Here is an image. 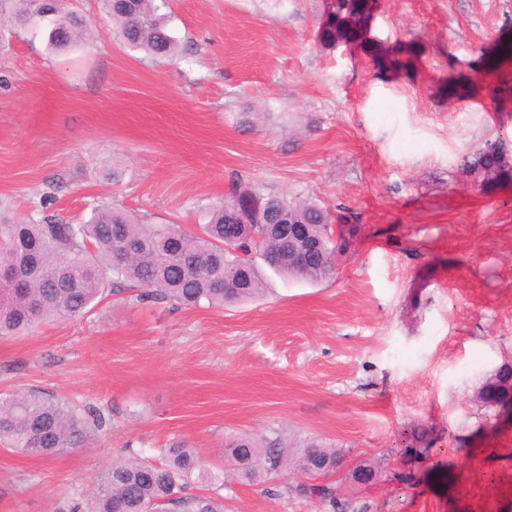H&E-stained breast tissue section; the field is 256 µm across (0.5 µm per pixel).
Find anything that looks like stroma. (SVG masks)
I'll use <instances>...</instances> for the list:
<instances>
[{
    "mask_svg": "<svg viewBox=\"0 0 512 512\" xmlns=\"http://www.w3.org/2000/svg\"><path fill=\"white\" fill-rule=\"evenodd\" d=\"M331 0H166L185 52L119 39L101 0L70 53L33 29L0 55V213L70 224L114 206L196 232L235 181L328 206L350 250L332 279L267 273L221 307L138 303L0 337V395L39 390L105 417L60 454L0 445V512H55L132 457L227 437L316 438L412 483L338 476L353 512H512V420L474 396L512 365V178L463 155L512 145V0H370L376 44L325 42ZM395 60L379 68L377 57ZM252 112L264 123L246 126ZM120 179H113V171ZM430 456L401 450L416 427ZM225 512H321L228 476ZM500 137L489 138L484 141L482 145L477 147L472 152L465 154L462 157V166L464 169L469 170L471 173H476L482 176V181H493L498 178H503L508 175V171L512 166L508 160L504 159V155L490 154L485 150V144L488 141H494L490 147L504 151L506 144L499 140Z\"/></svg>",
    "mask_w": 512,
    "mask_h": 512,
    "instance_id": "stroma-1",
    "label": "stroma"
}]
</instances>
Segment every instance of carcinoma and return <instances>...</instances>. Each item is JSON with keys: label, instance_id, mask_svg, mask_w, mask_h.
Returning a JSON list of instances; mask_svg holds the SVG:
<instances>
[{"label": "carcinoma", "instance_id": "1", "mask_svg": "<svg viewBox=\"0 0 512 512\" xmlns=\"http://www.w3.org/2000/svg\"><path fill=\"white\" fill-rule=\"evenodd\" d=\"M103 8L122 41L133 51L154 60L174 57L179 42L168 27V17L157 0H102ZM325 24L328 41H351L368 28L364 0H336ZM41 26L51 48H76L85 20L64 7L36 11L32 0H0V21ZM463 168L493 181L508 175L512 164L504 155L480 145L462 157ZM286 211L295 224H304L325 251L303 269L295 267L288 242L270 240L265 265L290 278L317 283L335 274V260L348 247L333 233L328 208L273 190L234 186L224 202L207 212L199 232L188 233L177 224H141L126 211L102 207L84 224H67L49 217L41 224L0 219V263L14 265V274L0 276V336L31 331L48 319H70L91 312L112 291L130 284L143 289L138 298L168 299L184 305L222 306L252 299L263 289L257 266L240 244L225 242L230 224L260 216L278 223ZM512 369L485 380L482 409H495L503 397L498 380ZM85 427L69 402L37 390L0 398V444L25 455L53 456L81 441ZM430 452L424 429L412 435L405 454ZM341 449L307 442L288 455L282 439H258L249 434L229 437L224 457L246 459L245 469L232 474L253 484L269 481L275 464L280 472L297 467L302 458L334 461ZM163 463L142 458L115 463L105 470L88 495L68 499L57 512H224V472L215 473L198 451L184 446L160 449ZM315 500L336 509V488L330 483L311 489Z\"/></svg>", "mask_w": 512, "mask_h": 512}]
</instances>
